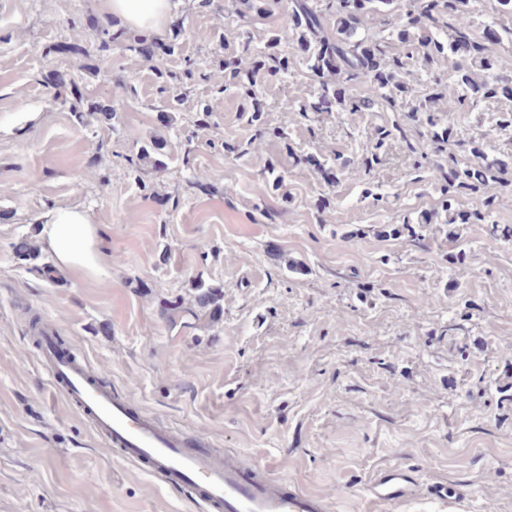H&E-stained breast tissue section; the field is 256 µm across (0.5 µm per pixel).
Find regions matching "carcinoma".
Returning a JSON list of instances; mask_svg holds the SVG:
<instances>
[{"instance_id":"carcinoma-1","label":"carcinoma","mask_w":512,"mask_h":512,"mask_svg":"<svg viewBox=\"0 0 512 512\" xmlns=\"http://www.w3.org/2000/svg\"><path fill=\"white\" fill-rule=\"evenodd\" d=\"M391 3L392 0H292L291 9L282 14L280 28L272 31L265 43L256 44L249 38L242 41L235 65L224 70V79L206 73L191 60L185 62L182 72L170 73V79L180 82L196 77L209 80L220 94L235 89L243 99L242 111L249 112L251 108L247 98L256 95L258 77L288 74L290 60L276 48L288 36L296 35L298 46L306 56L307 69L319 78V99L334 103L345 112L375 106L395 112L398 99L394 91L409 90L400 81L404 63L399 57L387 56L381 45L382 33L388 23H383L378 30L362 27L363 18L381 13V6ZM466 4L467 0H408L406 9L407 26L419 31L417 47L424 49L427 61L431 62L435 56L445 53L462 59L455 67V84L463 112L484 98L512 96V80L492 72L494 61L490 55L492 47L503 44L505 40L512 43V30L474 39L472 15L466 9ZM449 18L454 19L457 30L444 43L436 38V33L447 24ZM327 19L333 21L330 31L324 26ZM115 44L131 55H142L147 38L144 35L131 36L124 31H103L102 50L107 51ZM356 87L362 91L359 97L350 94V90ZM438 98L440 93L430 90L420 100L418 109L410 115V119L429 126L432 139L443 143L453 139L456 130L451 117L446 126L437 122L431 104ZM397 130L399 123L396 121L392 122L391 127L378 130L361 166L351 170L353 176L359 179L369 172L379 152ZM470 153L480 159L478 164L472 165L466 161L449 178H435V183L440 185L445 211L448 212L446 224L451 226L449 235L461 238L458 232L461 224H485L489 235L512 239V228L497 224L491 211V191L512 171V159L487 162L482 159V150L477 144L470 147ZM463 190L480 191L485 197L474 209L458 212L453 209V201L456 194Z\"/></svg>"}]
</instances>
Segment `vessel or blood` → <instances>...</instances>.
Returning <instances> with one entry per match:
<instances>
[{"label":"vessel or blood","mask_w":512,"mask_h":512,"mask_svg":"<svg viewBox=\"0 0 512 512\" xmlns=\"http://www.w3.org/2000/svg\"><path fill=\"white\" fill-rule=\"evenodd\" d=\"M38 334L41 367L50 385L69 407L88 421L92 433L141 473L163 479L166 486L191 487L203 512H334V503L272 475L249 467L236 450L207 449L189 442L183 430L134 409L111 386L94 382L92 368L73 349L58 344L51 325ZM416 480L395 467L377 476L367 489L384 504L414 498ZM438 512H467L470 492L431 485L426 493Z\"/></svg>","instance_id":"obj_1"}]
</instances>
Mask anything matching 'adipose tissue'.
<instances>
[{
	"instance_id": "1",
	"label": "adipose tissue",
	"mask_w": 512,
	"mask_h": 512,
	"mask_svg": "<svg viewBox=\"0 0 512 512\" xmlns=\"http://www.w3.org/2000/svg\"><path fill=\"white\" fill-rule=\"evenodd\" d=\"M170 0H104V8L138 30H161L170 13ZM55 266L85 279H100L109 271L99 249L100 228L88 211L59 206L33 215Z\"/></svg>"
}]
</instances>
